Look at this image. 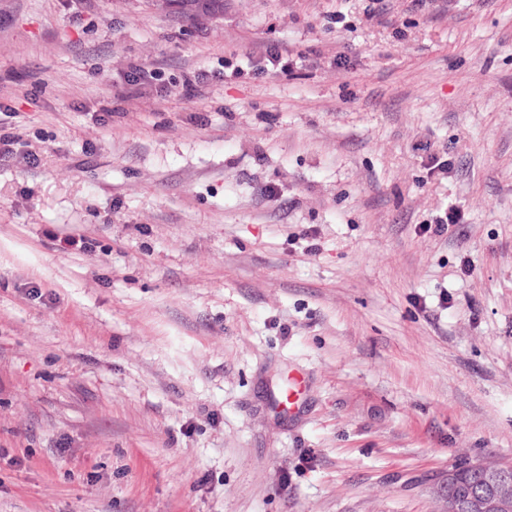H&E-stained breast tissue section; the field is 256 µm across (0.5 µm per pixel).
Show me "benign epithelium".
<instances>
[{
  "label": "benign epithelium",
  "mask_w": 512,
  "mask_h": 512,
  "mask_svg": "<svg viewBox=\"0 0 512 512\" xmlns=\"http://www.w3.org/2000/svg\"><path fill=\"white\" fill-rule=\"evenodd\" d=\"M448 512H512V464L481 459L467 475L448 470Z\"/></svg>",
  "instance_id": "benign-epithelium-1"
}]
</instances>
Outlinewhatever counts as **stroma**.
Returning <instances> with one entry per match:
<instances>
[{
  "mask_svg": "<svg viewBox=\"0 0 512 512\" xmlns=\"http://www.w3.org/2000/svg\"><path fill=\"white\" fill-rule=\"evenodd\" d=\"M0 106V512H447L512 463V0H0ZM295 60L284 44L267 45L260 55L259 64L262 71H286L293 67ZM212 74L205 67H191L183 76L181 87L186 95H195L202 91V88L209 85Z\"/></svg>",
  "mask_w": 512,
  "mask_h": 512,
  "instance_id": "stroma-1",
  "label": "stroma"
}]
</instances>
